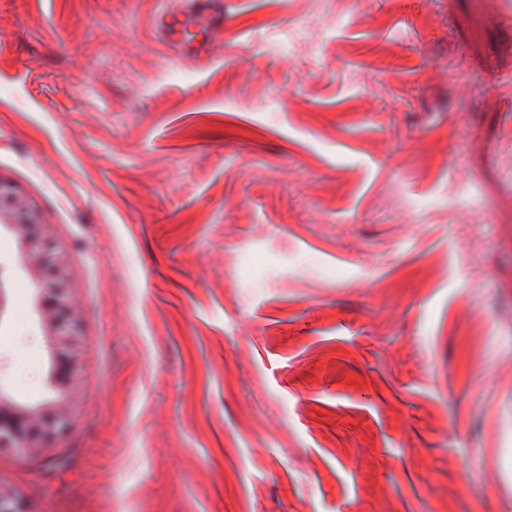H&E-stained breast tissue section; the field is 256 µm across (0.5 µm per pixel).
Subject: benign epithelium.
Returning a JSON list of instances; mask_svg holds the SVG:
<instances>
[{
    "label": "benign epithelium",
    "instance_id": "7a95c632",
    "mask_svg": "<svg viewBox=\"0 0 512 512\" xmlns=\"http://www.w3.org/2000/svg\"><path fill=\"white\" fill-rule=\"evenodd\" d=\"M2 234L12 239L18 264L29 279L32 308L50 355L47 398L21 401L0 382V447L25 458L49 447L69 427L81 372L80 312L66 253L52 243L39 206L25 199L16 184L0 178ZM0 512H29L28 503L0 486Z\"/></svg>",
    "mask_w": 512,
    "mask_h": 512
}]
</instances>
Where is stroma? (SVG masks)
<instances>
[{
	"label": "stroma",
	"mask_w": 512,
	"mask_h": 512,
	"mask_svg": "<svg viewBox=\"0 0 512 512\" xmlns=\"http://www.w3.org/2000/svg\"><path fill=\"white\" fill-rule=\"evenodd\" d=\"M0 0V177L82 313L31 512H512V0ZM15 279L0 381L44 393ZM220 2L218 0H193L189 8L172 17V21L166 25L167 37L179 42L183 39L190 25L204 27L209 25L214 18L220 15Z\"/></svg>",
	"instance_id": "stroma-1"
}]
</instances>
